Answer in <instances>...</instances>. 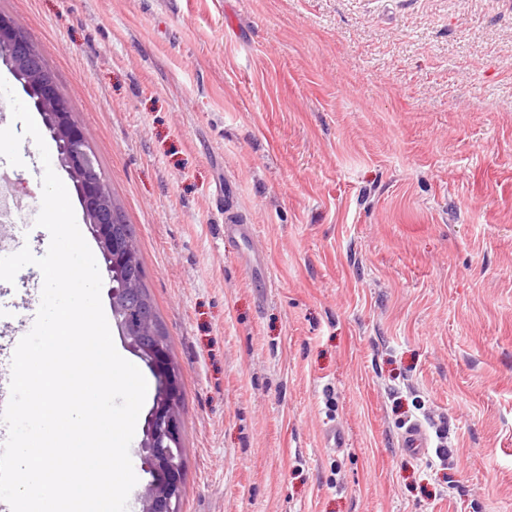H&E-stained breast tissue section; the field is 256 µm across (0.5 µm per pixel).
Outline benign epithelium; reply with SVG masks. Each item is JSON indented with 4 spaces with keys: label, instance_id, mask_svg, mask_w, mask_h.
<instances>
[{
    "label": "benign epithelium",
    "instance_id": "1",
    "mask_svg": "<svg viewBox=\"0 0 512 512\" xmlns=\"http://www.w3.org/2000/svg\"><path fill=\"white\" fill-rule=\"evenodd\" d=\"M5 43L13 45L18 56L25 59L32 73L39 77V104L42 109L51 112L52 122L48 127L51 134L56 138L83 143L84 130L73 118L67 102L59 93L57 81L45 78L47 66L43 58L31 50L29 41L18 33L17 24L1 15L0 44ZM66 165L68 171L79 180L94 237L105 252H112L117 249V245L112 243L108 225L121 223L122 217L112 206V202L103 195L102 179L92 168L91 155L78 148L67 157ZM137 315L148 330L149 337L158 339L154 310L149 306H143L137 309ZM149 366L162 388L168 389L175 385L171 364L162 347H157V353L149 361ZM151 419L152 425L142 443V446L151 449L154 454L153 466L150 469L153 478L148 485L165 490V494L157 499L153 512H172V504L182 498L184 491L182 468L173 461L174 450L179 447L180 428L163 407L154 408Z\"/></svg>",
    "mask_w": 512,
    "mask_h": 512
}]
</instances>
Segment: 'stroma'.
Instances as JSON below:
<instances>
[{
	"mask_svg": "<svg viewBox=\"0 0 512 512\" xmlns=\"http://www.w3.org/2000/svg\"><path fill=\"white\" fill-rule=\"evenodd\" d=\"M141 251L181 512H512V0H0ZM0 176L37 226L35 142ZM252 227L262 275L224 251ZM40 271L0 283L23 335ZM333 421L346 446L320 444ZM443 429L444 463L401 448ZM400 445L409 453L424 454L430 448V438L422 423L409 424L401 434Z\"/></svg>",
	"mask_w": 512,
	"mask_h": 512,
	"instance_id": "1",
	"label": "stroma"
}]
</instances>
